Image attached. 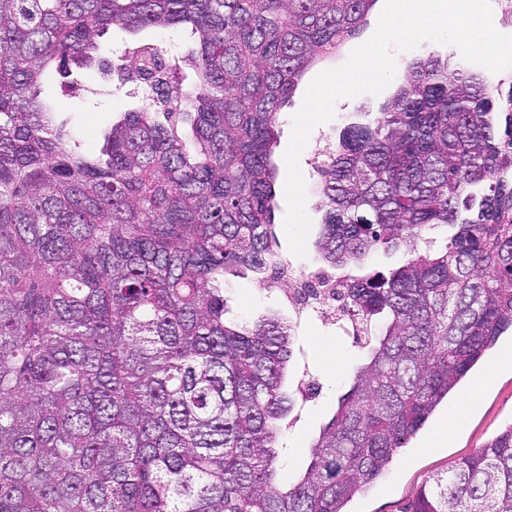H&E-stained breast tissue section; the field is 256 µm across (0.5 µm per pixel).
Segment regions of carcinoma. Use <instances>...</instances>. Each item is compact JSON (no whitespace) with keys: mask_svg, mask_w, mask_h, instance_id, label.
<instances>
[{"mask_svg":"<svg viewBox=\"0 0 512 512\" xmlns=\"http://www.w3.org/2000/svg\"><path fill=\"white\" fill-rule=\"evenodd\" d=\"M376 2L0 0V512H347L512 329V84L416 58L317 167L323 260L403 262L337 280L368 362L280 477L294 326L227 319L224 276L287 278L280 106ZM182 25L192 90L137 47L155 111L78 150L43 81L95 66L114 27ZM406 512H512V425ZM402 253L401 252H394L389 254H384L382 252L378 253L373 257V259L367 264V268L364 271L361 270H352V271H343V270H332L327 269L331 271L332 273L336 274V276L346 273H351L354 275L363 274L366 271H379L387 273L390 269H393L401 264L402 262Z\"/></svg>","mask_w":512,"mask_h":512,"instance_id":"cac0c4a2","label":"carcinoma"}]
</instances>
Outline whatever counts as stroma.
<instances>
[{"mask_svg":"<svg viewBox=\"0 0 512 512\" xmlns=\"http://www.w3.org/2000/svg\"><path fill=\"white\" fill-rule=\"evenodd\" d=\"M382 10V5H375L354 37L309 69L294 96L282 107L280 143L275 155L277 184L281 188L287 179L285 153L294 118L308 87L322 72L344 65L353 49L375 33ZM148 42L162 44L164 59L168 62L184 55L192 46L190 34L183 28L160 34L149 29L130 34L115 28L103 39L102 57L107 64L106 70L94 69L71 79H55L43 84V97L56 106L60 119L66 121L82 148L102 144L103 132L117 112L126 109L153 111L152 100L138 91V81L130 67L132 49ZM392 93V88L388 87L376 95L364 93L339 99L333 106L332 118L311 130L297 160L306 182L305 210L312 222L306 256L297 257L289 248L284 227L287 202L282 192L277 196L271 227L277 250L292 274H307L323 265L315 247L321 222L320 197L316 190L317 157L337 143L345 124L367 121L369 114L377 112ZM224 297L230 317L237 320L250 321L262 314L278 313L293 321L296 338L285 386L294 395L296 406L280 426L278 443L284 448L279 461L283 474L297 476L309 463L310 442L334 414L339 398L349 390L357 368L365 361L366 352L354 343L352 337L345 335L334 320L296 318L283 292L264 287L261 279L252 272L227 276ZM449 422L454 428L448 439H441L439 432ZM511 424L512 334L507 333L488 351L483 364L464 385L401 450L388 470L370 483L363 494L354 498L349 505L350 512H404L426 480L446 472L459 458L480 448Z\"/></svg>","mask_w":512,"mask_h":512,"instance_id":"1","label":"stroma"}]
</instances>
